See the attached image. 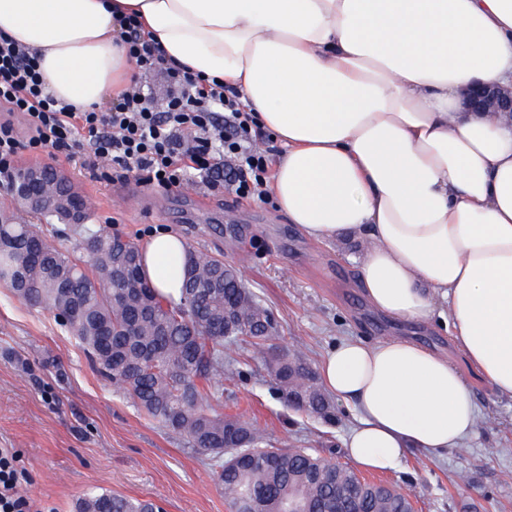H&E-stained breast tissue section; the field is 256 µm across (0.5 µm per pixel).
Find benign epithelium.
<instances>
[{
    "mask_svg": "<svg viewBox=\"0 0 512 512\" xmlns=\"http://www.w3.org/2000/svg\"><path fill=\"white\" fill-rule=\"evenodd\" d=\"M469 112H502L512 118V88L485 84L472 87L464 94ZM49 167L31 168L14 179L12 184L16 202L24 204L31 216L45 212L59 214L66 224L85 223V214L78 197L66 188L55 193L46 192L45 179L53 173Z\"/></svg>",
    "mask_w": 512,
    "mask_h": 512,
    "instance_id": "obj_1",
    "label": "benign epithelium"
}]
</instances>
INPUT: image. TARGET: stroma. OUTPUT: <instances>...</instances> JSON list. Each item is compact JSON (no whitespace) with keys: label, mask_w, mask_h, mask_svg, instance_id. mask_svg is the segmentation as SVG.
<instances>
[{"label":"stroma","mask_w":512,"mask_h":512,"mask_svg":"<svg viewBox=\"0 0 512 512\" xmlns=\"http://www.w3.org/2000/svg\"><path fill=\"white\" fill-rule=\"evenodd\" d=\"M17 165L54 166L87 202L91 219L84 232L43 225L62 251L82 257L87 232L104 230L138 244L154 227H171L189 248L240 270L277 322L274 345L311 368L347 337L408 338L450 361L461 359L440 319L398 325L372 309L358 283L359 242H314L276 201L237 203L196 176L174 192L133 179L115 184L93 177L80 161L45 154H23ZM234 356L217 411L249 410L270 445L352 465L345 445L355 423L351 405L336 402L332 422L294 411L264 357L249 349ZM468 382L479 408L473 437L440 455L409 451L396 468H362L359 476L410 492L415 512H512V400L476 375ZM0 448L22 452L31 496L55 512H76L85 494L105 491L154 501L163 512H229L215 459L126 399L94 369L55 312L27 305L1 284Z\"/></svg>","instance_id":"obj_1"}]
</instances>
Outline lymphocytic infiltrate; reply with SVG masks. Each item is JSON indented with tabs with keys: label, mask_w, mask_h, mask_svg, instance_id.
Wrapping results in <instances>:
<instances>
[{
	"label": "lymphocytic infiltrate",
	"mask_w": 512,
	"mask_h": 512,
	"mask_svg": "<svg viewBox=\"0 0 512 512\" xmlns=\"http://www.w3.org/2000/svg\"><path fill=\"white\" fill-rule=\"evenodd\" d=\"M113 30L141 73L106 109L83 112L47 91L36 52L0 36V178H10L23 152L81 156L90 171L110 165L112 179L129 176L170 189L190 172L235 200L267 194L272 159L257 145L254 116L223 81L206 80L152 48L135 19L115 18ZM159 75L164 90L143 83ZM20 115L27 135L12 117ZM19 450L0 448V512H43L29 494Z\"/></svg>",
	"instance_id": "obj_1"
}]
</instances>
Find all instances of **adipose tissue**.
Masks as SVG:
<instances>
[{"instance_id":"obj_1","label":"adipose tissue","mask_w":512,"mask_h":512,"mask_svg":"<svg viewBox=\"0 0 512 512\" xmlns=\"http://www.w3.org/2000/svg\"><path fill=\"white\" fill-rule=\"evenodd\" d=\"M137 15L167 60L235 87L287 151L270 190L290 223L367 248L364 294L402 322L445 301L474 369L512 399V119L467 112L464 89L512 86V0H0V35L37 52L45 86L86 110L133 64L112 31ZM141 273L180 302L188 246H139ZM465 368L405 340L351 338L322 360L356 411L363 467L474 435Z\"/></svg>"}]
</instances>
